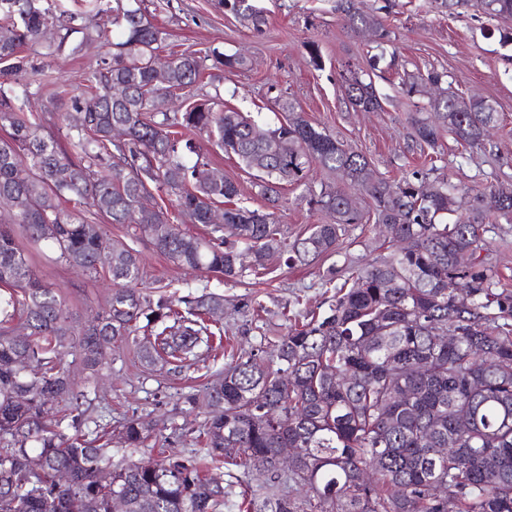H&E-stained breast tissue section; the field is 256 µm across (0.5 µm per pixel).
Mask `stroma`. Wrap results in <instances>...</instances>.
<instances>
[{"mask_svg":"<svg viewBox=\"0 0 512 512\" xmlns=\"http://www.w3.org/2000/svg\"><path fill=\"white\" fill-rule=\"evenodd\" d=\"M340 0H254L267 23L262 31L241 25L225 9L222 0H141L140 6L169 38L161 57L187 49L209 55L240 51L250 60L247 69L234 73L209 67L195 98L221 96L225 103L264 127L283 118L275 101L293 100L305 118L325 129L347 147L367 158L376 177L398 183L412 172H427L429 180L448 179L465 194L461 211L472 202L468 189L487 193L498 183H512V41L503 40L512 31V20L503 21L477 11L472 5L455 12L439 7L437 0H356L362 11L383 5L392 10L385 20L388 40L383 58H376L373 34L351 27L338 8ZM319 46L321 63L313 65L309 43ZM105 47L85 44L74 56L47 54L45 48L29 51L41 74L26 76L29 96L26 107L39 111L45 102L44 75L77 78L92 63L104 57ZM375 69L376 89L382 111L357 112L348 102L343 76L348 67ZM421 74H446L452 90L463 97L489 100L498 112V122L485 146L470 147L455 136H447L436 161L429 149L411 136L409 118L428 110V95L407 96L399 84L402 70ZM323 173L308 182L282 184L275 218L288 242L306 237L310 225L325 224L329 215L308 204L309 189L319 188ZM113 238L130 241L139 253L145 292H162L176 297L187 293L223 296L220 324L224 335L206 362L198 369L172 372L168 365H141L140 345L150 337L116 344L112 361L98 374L83 370L80 363L69 366L77 384L93 380L95 395L83 407L90 419L118 427L130 416L139 417L150 437L144 447L128 448L112 437V463L146 462L172 452L200 455L196 437L204 427L208 410L204 404L189 405L187 395L199 393L210 384L233 356L262 348L272 352L276 341L288 331L290 321H305L308 313L325 312L332 289L323 284L327 268L353 270L387 256L388 244L371 225L349 226L336 253L309 265L288 264L285 255H275L264 274L247 275L233 281L223 275H196L178 268L156 250L147 236L131 239L126 225L110 224ZM487 248L482 256L502 288L512 290V224L488 225ZM36 274L58 290L76 321L92 318L101 308L110 288L105 277L92 278L57 262L48 249H31ZM182 425V437L171 435L173 425Z\"/></svg>","mask_w":512,"mask_h":512,"instance_id":"stroma-1","label":"stroma"}]
</instances>
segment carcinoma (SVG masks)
<instances>
[{
    "label": "carcinoma",
    "mask_w": 512,
    "mask_h": 512,
    "mask_svg": "<svg viewBox=\"0 0 512 512\" xmlns=\"http://www.w3.org/2000/svg\"><path fill=\"white\" fill-rule=\"evenodd\" d=\"M470 1L486 15L512 18V0L440 5L451 11ZM44 2L0 0V29L10 32L0 37V197L9 203L0 213V512H112L115 497L125 512H221L233 474L224 484L207 479L202 459L219 460L231 448L243 466L265 475L248 500L251 512H512V291L497 288L480 257L489 219L480 196L468 216L441 222L456 203L447 181L428 183L415 172L393 188L374 179L362 154L313 126L290 99L276 101L286 121L275 128L220 98L159 111L158 97L198 82L204 59L186 51L161 59L168 33L136 0H81L58 15ZM353 6L345 0L350 20L385 32L377 15ZM224 7L256 32L266 24L248 0H224ZM111 23L121 28L117 42ZM81 32L110 50L76 86L46 80L47 103L67 98L72 112L24 111L27 89L3 78L42 72L26 54L31 46L80 52L72 35ZM212 66L234 72L248 60L215 53ZM345 83L353 109L382 108L369 74L351 69ZM426 84L438 96L433 116L413 119L417 140L434 149L453 134L480 145L497 123L493 106L442 87L439 73L402 80L409 96ZM47 118L66 123V146L42 133ZM116 127L124 140H115ZM178 128L205 133L235 157L272 204L277 185L302 181L314 166L349 181L309 191L332 222L313 225L288 260L308 264L335 251L345 226L368 216L395 249L352 271L351 286L337 289L326 312L290 328L277 345V367L252 349L205 388L204 458L171 453L111 470L98 444L109 430L83 419L88 390L76 389L63 358L75 355L96 372L111 360L112 344L144 331L154 343L139 348L140 362L189 369L208 358L224 298L146 294L136 251L103 225L133 224L174 264L227 280L266 268L284 245L274 213L246 205L234 181L213 178L208 153L175 138ZM163 188L185 221L209 227L207 237L183 233L152 203L153 190ZM494 191L496 212L511 222L512 184ZM217 203L222 224L212 222ZM14 224L90 276L109 254L112 289L102 310L73 325L58 291L34 276ZM245 251L253 255L249 266ZM460 291L468 297L463 307ZM19 358L29 371L17 369ZM119 438L137 448L149 430L132 416ZM281 448L295 449L286 470ZM438 484L447 499L435 492Z\"/></svg>",
    "instance_id": "carcinoma-1"
}]
</instances>
